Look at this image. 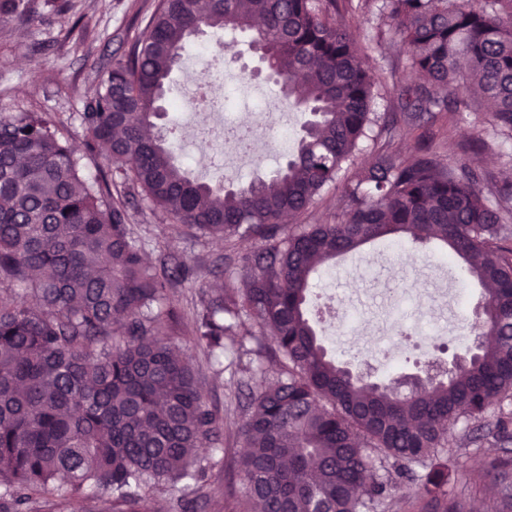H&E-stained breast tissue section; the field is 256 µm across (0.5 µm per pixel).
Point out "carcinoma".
Segmentation results:
<instances>
[{"mask_svg": "<svg viewBox=\"0 0 512 512\" xmlns=\"http://www.w3.org/2000/svg\"><path fill=\"white\" fill-rule=\"evenodd\" d=\"M157 0L145 29L84 94V151L39 112L0 117V512H65L52 491L100 490L111 512H142L163 482L203 472L197 448L219 434L191 367L164 332L158 305L177 269L144 264L129 224L139 196L176 224L224 238L225 271L242 286L205 294L198 344L224 347L248 320L256 353L275 358L276 386L249 389L237 434L238 476L252 512H378L402 482L423 512H464L448 484L445 447L460 424L471 446L503 449L477 482L502 485L512 508V178L484 192L483 172L430 150V128L475 103L493 104L512 138V0ZM385 22L369 39L400 46L421 80L400 86L402 120L422 130L401 158L371 136L381 80L336 14ZM34 0H0V21H31ZM205 29L243 33L267 50L305 142L267 180L227 189L192 177L154 113L186 43ZM305 75L299 90L296 78ZM373 160L355 165L367 140ZM108 175L83 178L95 143ZM350 172L334 224L299 219ZM392 234L435 239L494 290L475 307L477 355L433 387L399 394L368 386L331 357L309 313L321 265ZM260 242L251 252L235 241ZM271 337L273 346L265 344ZM428 465L423 475L411 465Z\"/></svg>", "mask_w": 512, "mask_h": 512, "instance_id": "obj_1", "label": "carcinoma"}]
</instances>
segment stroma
<instances>
[{"instance_id": "1", "label": "stroma", "mask_w": 512, "mask_h": 512, "mask_svg": "<svg viewBox=\"0 0 512 512\" xmlns=\"http://www.w3.org/2000/svg\"><path fill=\"white\" fill-rule=\"evenodd\" d=\"M40 20L24 26L9 22L0 25V116L24 111L43 113L74 145H83L87 132L79 114L83 110L84 92L96 83L114 58L127 50V41L140 31L152 13L156 0H65L66 11H56L45 0ZM252 55L246 45L216 59L224 70L225 87L245 83L247 92L238 96L234 111L240 124H252L254 98H262L273 110L282 107L278 88L265 78L251 76L248 67ZM372 71L387 84L376 103L378 112L393 111V86L413 80L414 74L406 55L393 48L372 53ZM199 115L195 112H167L165 128H177L172 140L178 161L193 177L210 183L240 185L256 177H267L284 163L285 152L272 146L274 133L257 130L253 149L267 157L266 164L250 167L235 154L228 153L220 165L212 164L207 153L200 151ZM481 138L482 148L463 151V143ZM433 149L443 161L482 166L498 176L512 175V140L494 130L487 111L462 113L449 136L437 137ZM130 226L142 254L152 264L167 261L181 266L186 279L169 291L162 309L166 330L173 344L188 357L207 405L221 419L216 441L200 451L207 470L204 488L194 481L166 483L150 497L161 505L162 512H179L178 502L197 499L196 512H247L248 504L237 476V461L242 447L236 437L238 404L243 396L240 383L276 380L278 368L268 357L253 355L254 340L243 337L241 343L225 340L223 350L207 352L196 347L194 318L201 306L204 291L225 287V276L216 269L224 263V243L202 232L154 216L145 202L130 210ZM334 289L339 304L371 302L382 288H438L452 298L448 307L449 326L469 327L474 308L482 295L480 285L471 280L463 265L449 258L447 250L436 241L421 242L410 235L376 239L358 250L339 256L323 266L312 282L313 294ZM379 324L370 322L363 333L336 337L327 349L337 361L371 372L377 382L399 379L418 372L431 356L443 357L445 351L464 352L465 342L456 335L445 334L440 341L413 340L394 367L372 361L368 355L378 341ZM496 448H462L454 442L442 448L447 459L454 493L463 495L465 512H495L499 489L491 484H475L474 479Z\"/></svg>"}]
</instances>
